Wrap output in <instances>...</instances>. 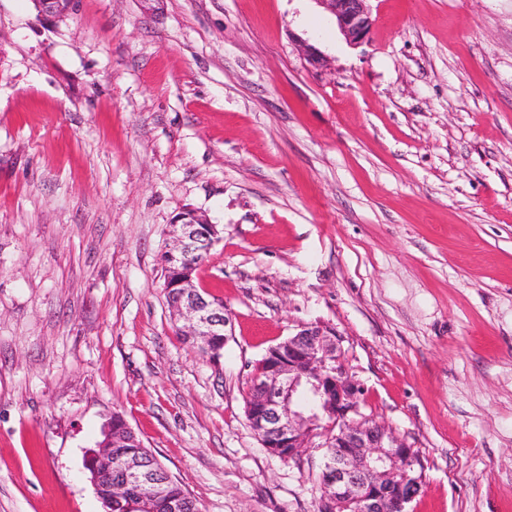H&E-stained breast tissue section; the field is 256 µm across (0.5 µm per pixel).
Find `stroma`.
I'll use <instances>...</instances> for the list:
<instances>
[{
    "label": "stroma",
    "mask_w": 512,
    "mask_h": 512,
    "mask_svg": "<svg viewBox=\"0 0 512 512\" xmlns=\"http://www.w3.org/2000/svg\"><path fill=\"white\" fill-rule=\"evenodd\" d=\"M368 6L351 46L318 0H0V512H103L115 412L202 512H317L321 449L245 415L310 324L419 451L410 512H512V0ZM186 210L215 362L164 290ZM76 0H34L38 14L49 19H60L67 16L74 7Z\"/></svg>",
    "instance_id": "stroma-1"
}]
</instances>
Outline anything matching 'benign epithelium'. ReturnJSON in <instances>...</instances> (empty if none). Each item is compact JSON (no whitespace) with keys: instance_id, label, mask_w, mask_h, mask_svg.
Wrapping results in <instances>:
<instances>
[{"instance_id":"benign-epithelium-1","label":"benign epithelium","mask_w":512,"mask_h":512,"mask_svg":"<svg viewBox=\"0 0 512 512\" xmlns=\"http://www.w3.org/2000/svg\"><path fill=\"white\" fill-rule=\"evenodd\" d=\"M334 16L337 30L346 43L357 46L369 39L373 20L368 0H317ZM38 14L49 19L67 16L75 0H34ZM298 52L315 70L327 68V57L305 41ZM222 230L193 211L181 213L172 225V245L163 255L165 288L175 289L170 308L178 331L193 336L196 344L219 359L215 337L224 335V305L208 300L194 284L197 254L218 241ZM341 339L330 328L305 325L283 343L280 357L264 371L252 375L251 420L258 423V438L267 448L288 449L296 459L302 449L315 448L323 437L326 448L321 473L320 504L334 512L353 501L355 512H409L424 480V464L415 449L388 427L362 410L361 385L349 374L341 357ZM322 398L321 412L296 406L303 389ZM107 440L85 451L84 465L94 470V459L109 451L112 421L103 425ZM126 472L135 481L148 484L155 494L171 478L157 459L140 456L126 460ZM90 481L101 499L104 512H112V501L122 499L124 487L99 485L96 474Z\"/></svg>"}]
</instances>
